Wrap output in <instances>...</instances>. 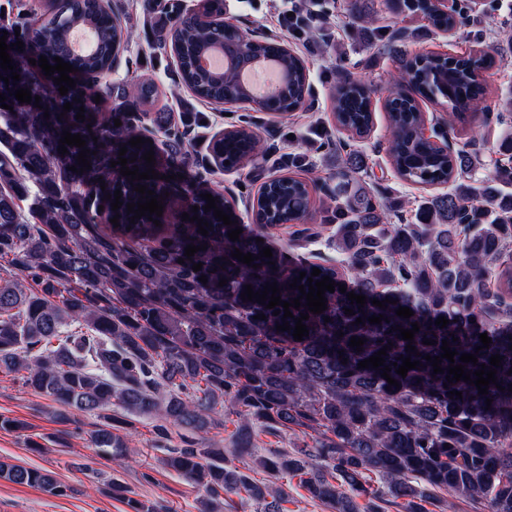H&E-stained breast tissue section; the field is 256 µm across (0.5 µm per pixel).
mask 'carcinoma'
<instances>
[{"mask_svg": "<svg viewBox=\"0 0 512 512\" xmlns=\"http://www.w3.org/2000/svg\"><path fill=\"white\" fill-rule=\"evenodd\" d=\"M9 4L8 10L0 9V37L6 30V44L23 42L27 55H43L52 66L56 57L73 65L69 77L76 87L58 96L54 81L12 49L14 70H24L25 79L13 81L11 71L0 69V76L9 78L0 79V94L13 107L11 112L0 107V371L20 375L26 387L64 407L60 417L66 422L71 410L97 414L102 424L89 441L113 456L126 455L122 431L135 417L157 418L162 437L165 424L180 427L185 447L168 451L163 464L205 492L203 512H230L231 496L241 494L255 502V512H282L285 490L277 480L288 476L300 477L310 497L334 512H360V497L368 498V512L390 507L431 512L430 505L454 512L461 503L475 512H512V166L479 178L476 153L461 148L445 154L417 134L419 100L440 97L462 110L486 97L489 56L430 53L404 59L397 32L374 25L375 0H349L372 45L400 57L385 100L391 133L386 153L396 173L412 184L449 189L410 204L385 201L366 187L363 154L345 151L324 130L326 149L340 158L320 219L336 258L313 262L273 247L267 259L259 256L268 246L256 243L260 234L244 231L239 240H230L231 226L205 210L199 191L181 188L175 180L133 181L111 166L125 146V158L135 159L127 167L148 169L142 155L154 145L130 146L143 133L126 106L132 99L152 104V81L108 85L104 93L113 102L111 112L76 119L77 100L112 69L123 38H132L113 23L112 10L101 0ZM386 7L397 15H422L438 30L465 27L464 11L444 12L434 0H386ZM165 14L168 23L154 27L155 46L170 49L180 83L197 100L228 104L249 97L236 69L260 56L278 59L293 79L259 109L284 114L302 107L310 90L305 63L274 38L230 56L226 72L200 67V56L210 47L238 45L244 37L239 28L224 24V0H198L192 9ZM76 28L94 33V52L73 51L70 35ZM340 78L333 101L336 125L362 138L373 124L370 90L347 72ZM19 88L41 97L42 108L18 101ZM68 102L73 109L65 113ZM116 119L121 126L114 125ZM65 130L86 141L92 169L69 170L78 165L81 148L58 153ZM154 133L163 137L168 157L167 166L156 162L154 170L160 176L176 174L190 157L186 132L160 121ZM253 137L244 127L211 136L212 162L224 170L240 168L255 157ZM138 183L164 206L158 226L150 221L154 213L131 220L127 204L141 198L134 191ZM118 189L122 206L114 211L110 196ZM179 193L198 207V218L209 223L208 235L198 233L195 223H166ZM253 212L265 231L303 224L313 218L312 196L290 177L259 191ZM116 215L117 226L110 222ZM189 244L207 250L187 260ZM237 249L257 256L260 267L231 257ZM195 263L202 264L198 272L192 270ZM315 267L321 270L317 277L311 276ZM203 275L205 284L199 281ZM325 276L336 288L325 292L327 309L321 314L308 313L304 298L287 319L241 299L245 286L261 292L275 281L281 299L291 302L300 291L289 284L307 291L308 278ZM222 278L227 284L221 287ZM341 285L346 292L339 291ZM351 291L366 296L364 307L347 299ZM373 299L391 303L382 309ZM401 306L414 316H397ZM347 308L353 315L345 314ZM302 313L309 314L303 321L309 333L296 341L295 318ZM372 315L386 320L370 324ZM440 316L450 320L443 329L435 325ZM358 318L363 319L359 326ZM285 322L289 330L276 329ZM414 322L420 329L413 346L422 355L442 354L444 340L458 352L457 365L461 354L476 355L478 365L464 364L472 379L473 371L490 366L491 356H504L495 374L502 388L491 384L484 396L462 380L446 383L450 362L445 358L442 373H433V364L423 359L407 376L398 375V357H418L406 352L408 342L397 337L396 326L410 329ZM483 333L492 343L478 352ZM353 336L366 339L362 351L349 346ZM426 338L436 344H423ZM390 342L384 365L398 388L381 377L382 370L358 368ZM453 390L462 396H450ZM114 405L123 413H112ZM226 410L237 417L233 448L240 454L254 447L259 428H298L314 435L288 452L251 456L244 472L207 437ZM257 471L273 481L257 483L252 477ZM0 478L53 496L71 491L48 470L2 460ZM107 490L130 512H153L115 478Z\"/></svg>", "mask_w": 512, "mask_h": 512, "instance_id": "1", "label": "carcinoma"}]
</instances>
